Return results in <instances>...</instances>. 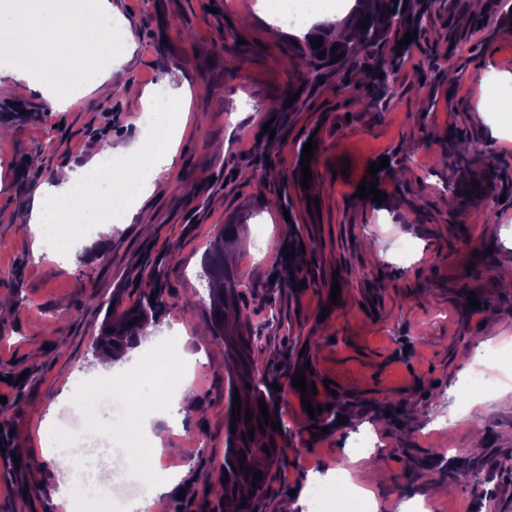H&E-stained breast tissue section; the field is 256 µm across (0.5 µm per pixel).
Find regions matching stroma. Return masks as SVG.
I'll use <instances>...</instances> for the list:
<instances>
[{"label": "stroma", "instance_id": "obj_1", "mask_svg": "<svg viewBox=\"0 0 512 512\" xmlns=\"http://www.w3.org/2000/svg\"><path fill=\"white\" fill-rule=\"evenodd\" d=\"M128 21L131 58L115 69V81L137 88L192 92L191 117L204 123L180 139L171 170L158 174L159 188L145 203L148 219L117 232L78 226L47 233L59 252L36 253L28 223L35 190L51 182L58 165L82 166L89 143L102 139L129 147L141 135L139 97L96 91L78 95L66 112L48 113L45 99L26 95L0 100V300L13 313L0 321V512H60V489L47 460L39 427L53 422L64 436L77 419L59 407L62 395L83 397L79 379L113 383L97 373L92 341L104 318L102 302L116 311L132 306L138 282L153 273L168 292L158 339L195 355V399L182 410L178 433L168 435L166 469L185 470L184 497L155 496L158 512H219L221 505L196 471L215 474L224 459L227 381L224 346L212 340L206 284L198 271L222 225H240L229 250L243 285L242 303L256 335L255 368L280 386L285 404L283 447L253 512H280L289 493L309 497L311 477L346 487L357 431L374 430L379 457L389 471L376 489L381 505L432 499L446 512H512V407L498 391L512 389V118L482 111V84L491 75L512 74V24L495 0H484L480 28L459 25L470 0L434 6L435 36L419 38L398 60L392 96L367 110L360 102L370 74L356 66L348 80L330 72L296 101L288 83L300 61L304 31L278 29L258 0H112ZM186 21L191 39L165 29V19ZM460 50L447 55L449 40ZM236 51L225 69L223 47ZM272 125L277 152L242 136L241 127ZM498 137H490V130ZM470 145L457 164L453 138ZM317 141L312 180L302 186L301 153ZM500 179L486 185L470 211L493 203L496 224L473 223L469 213L450 214L440 191L448 180L481 181L488 156ZM388 157L378 188L383 202L355 192L370 163ZM348 176H341V169ZM320 208L308 209L309 199ZM419 223H403V215ZM294 232L281 238L280 226ZM266 236L255 240V225ZM413 249L399 259L394 246ZM496 257L483 268L478 257L488 241ZM304 244L299 265L271 246ZM303 272L307 289H269L271 278ZM338 304H331L333 286ZM476 304H469L468 295ZM500 321L489 338L487 315ZM502 351L488 361L497 373L495 393L472 395L470 377L481 345ZM301 352L295 368H283L289 352ZM311 367L317 381L332 380L344 401L345 423L314 436L301 396L293 388L296 368ZM417 408L419 422L387 421L389 403ZM31 464H15L18 446ZM479 472L487 484L474 487L459 475Z\"/></svg>", "mask_w": 512, "mask_h": 512}]
</instances>
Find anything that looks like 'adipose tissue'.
<instances>
[{"instance_id": "ef3b65f1", "label": "adipose tissue", "mask_w": 512, "mask_h": 512, "mask_svg": "<svg viewBox=\"0 0 512 512\" xmlns=\"http://www.w3.org/2000/svg\"><path fill=\"white\" fill-rule=\"evenodd\" d=\"M0 44L16 59L12 76L0 81V95L37 93L56 112L67 110L75 90L92 92L111 80L112 69L100 66V56L121 63L133 50L128 24L116 17L112 0H14L8 15L0 16ZM189 96L184 89L169 97V119L153 138L113 149L125 168L122 180L103 168L100 152L93 150L85 166L63 167L51 184L40 187L29 216L37 229L35 251L51 245L41 231L47 224L133 221L156 189V174L174 164L189 120Z\"/></svg>"}]
</instances>
